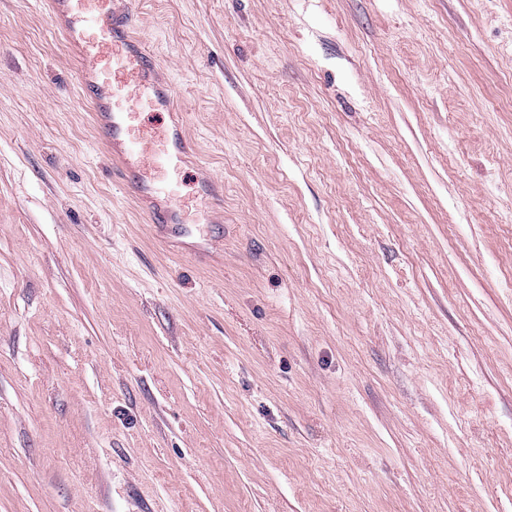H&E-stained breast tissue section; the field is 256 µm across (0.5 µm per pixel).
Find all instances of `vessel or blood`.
<instances>
[{
  "label": "vessel or blood",
  "mask_w": 512,
  "mask_h": 512,
  "mask_svg": "<svg viewBox=\"0 0 512 512\" xmlns=\"http://www.w3.org/2000/svg\"><path fill=\"white\" fill-rule=\"evenodd\" d=\"M124 0H52L53 21L82 59L79 88L93 106L96 127L117 177L148 203L150 223L164 227L178 253L203 256L208 239L193 227L212 223L216 181L203 174L193 199L182 194V171L192 150L182 121L173 118L176 93L155 56L138 38ZM167 112L166 124L141 122L142 112Z\"/></svg>",
  "instance_id": "vessel-or-blood-1"
}]
</instances>
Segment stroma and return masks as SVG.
<instances>
[{
	"mask_svg": "<svg viewBox=\"0 0 512 512\" xmlns=\"http://www.w3.org/2000/svg\"><path fill=\"white\" fill-rule=\"evenodd\" d=\"M127 6L224 245L0 0V512H512V0Z\"/></svg>",
	"mask_w": 512,
	"mask_h": 512,
	"instance_id": "stroma-1",
	"label": "stroma"
}]
</instances>
